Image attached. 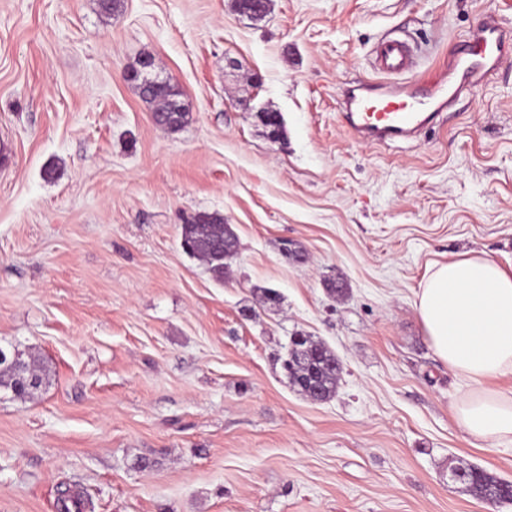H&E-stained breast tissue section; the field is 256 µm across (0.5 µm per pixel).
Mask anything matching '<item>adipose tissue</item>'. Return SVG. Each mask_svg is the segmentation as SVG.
<instances>
[{"instance_id":"adipose-tissue-1","label":"adipose tissue","mask_w":512,"mask_h":512,"mask_svg":"<svg viewBox=\"0 0 512 512\" xmlns=\"http://www.w3.org/2000/svg\"><path fill=\"white\" fill-rule=\"evenodd\" d=\"M434 353L466 385L453 406L475 448L512 447V273L483 257L434 263L415 294Z\"/></svg>"}]
</instances>
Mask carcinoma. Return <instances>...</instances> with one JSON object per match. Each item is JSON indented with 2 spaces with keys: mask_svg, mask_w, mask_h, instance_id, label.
Returning a JSON list of instances; mask_svg holds the SVG:
<instances>
[{
  "mask_svg": "<svg viewBox=\"0 0 512 512\" xmlns=\"http://www.w3.org/2000/svg\"><path fill=\"white\" fill-rule=\"evenodd\" d=\"M149 58V54L138 58L136 65L128 71V80L135 84L145 102L154 105L153 111L162 113L165 127L178 129L189 119V112L180 101L181 92L152 76V70L146 63ZM181 242L187 253L204 259L220 279L224 277V260L235 254L238 248L237 237L226 228L224 216L218 213H198L188 219L181 227ZM335 363L336 354L324 343L298 335L290 340L283 368L289 382L299 392L316 384L321 388L322 400L325 401L335 393L339 380ZM42 383L41 373L28 362L20 372L0 370V389L17 398L31 394ZM451 473L484 501L512 503V494L504 487V482L480 468L455 467Z\"/></svg>",
  "mask_w": 512,
  "mask_h": 512,
  "instance_id": "cac0c4a2",
  "label": "carcinoma"
}]
</instances>
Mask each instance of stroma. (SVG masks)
<instances>
[{
  "label": "stroma",
  "instance_id": "obj_1",
  "mask_svg": "<svg viewBox=\"0 0 512 512\" xmlns=\"http://www.w3.org/2000/svg\"><path fill=\"white\" fill-rule=\"evenodd\" d=\"M484 13L512 30V0H0V346L45 373L0 392V512H56L63 482L89 512H512L450 477L512 482V452L468 445L414 309L433 263L512 270V63L412 140L341 115L358 80L447 67ZM394 32L415 65L385 76ZM145 54L178 130L124 78ZM214 211L238 239L220 281L180 235ZM295 335L341 361L332 399L289 384Z\"/></svg>",
  "mask_w": 512,
  "mask_h": 512
}]
</instances>
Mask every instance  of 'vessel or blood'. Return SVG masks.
<instances>
[{"label": "vessel or blood", "instance_id": "b4317fda", "mask_svg": "<svg viewBox=\"0 0 512 512\" xmlns=\"http://www.w3.org/2000/svg\"><path fill=\"white\" fill-rule=\"evenodd\" d=\"M378 66L386 74H400L414 63L407 42L385 40L378 50ZM512 61V46L501 35V22L492 15L481 17L468 36L460 40L448 67L421 87H396L382 91L380 83L358 82L343 102V120L362 138L395 142L413 138L449 109L477 80L487 79Z\"/></svg>", "mask_w": 512, "mask_h": 512}]
</instances>
